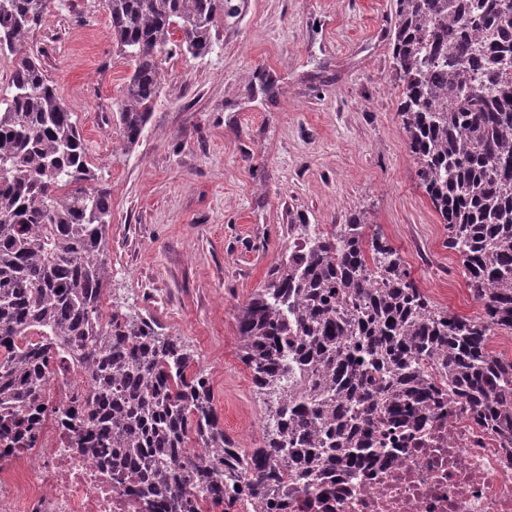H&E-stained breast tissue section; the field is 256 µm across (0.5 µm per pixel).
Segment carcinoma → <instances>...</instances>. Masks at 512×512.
Masks as SVG:
<instances>
[{"mask_svg":"<svg viewBox=\"0 0 512 512\" xmlns=\"http://www.w3.org/2000/svg\"><path fill=\"white\" fill-rule=\"evenodd\" d=\"M49 0H0V440L30 448L46 370L81 371L71 447L105 454L112 481L199 512L242 491L250 512H288L297 492L349 475L375 429L418 427L446 396L504 432L512 361L488 347L512 332V0H395L390 82L420 185L448 230L472 299L468 318L436 304L400 252L358 214L298 241L239 310L241 361L266 405L263 443L224 433L194 352L150 317L104 312L112 201L74 113L24 49ZM133 73L118 103L124 150L160 94L162 53L210 54L231 0H108ZM190 448L216 453L208 466Z\"/></svg>","mask_w":512,"mask_h":512,"instance_id":"obj_1","label":"carcinoma"}]
</instances>
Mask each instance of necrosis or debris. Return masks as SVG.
<instances>
[{"instance_id": "obj_1", "label": "necrosis or debris", "mask_w": 512, "mask_h": 512, "mask_svg": "<svg viewBox=\"0 0 512 512\" xmlns=\"http://www.w3.org/2000/svg\"><path fill=\"white\" fill-rule=\"evenodd\" d=\"M48 409L33 447H0V512H152L129 487H115L99 458L70 447L62 416L83 380L46 375ZM356 478L337 477L289 512H512V433L451 399L420 427L387 434Z\"/></svg>"}]
</instances>
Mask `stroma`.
<instances>
[{
	"instance_id": "obj_1",
	"label": "stroma",
	"mask_w": 512,
	"mask_h": 512,
	"mask_svg": "<svg viewBox=\"0 0 512 512\" xmlns=\"http://www.w3.org/2000/svg\"><path fill=\"white\" fill-rule=\"evenodd\" d=\"M209 55L161 60L133 152L115 121L132 67L103 0H51L25 47L75 113L112 197L105 307L152 317L212 380L241 450L265 417L237 318L297 238L363 212L419 288L477 316L458 254L416 175L389 82L395 0H233Z\"/></svg>"
}]
</instances>
